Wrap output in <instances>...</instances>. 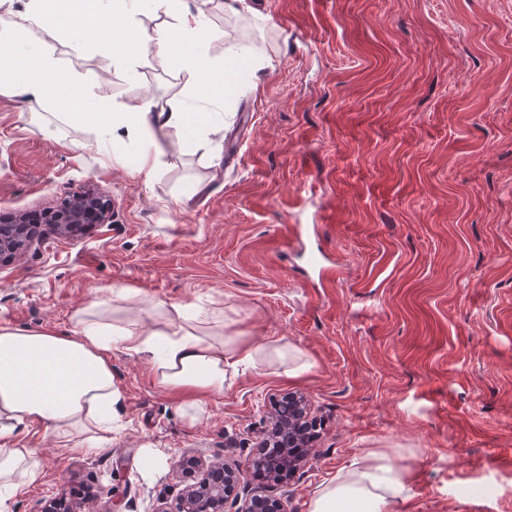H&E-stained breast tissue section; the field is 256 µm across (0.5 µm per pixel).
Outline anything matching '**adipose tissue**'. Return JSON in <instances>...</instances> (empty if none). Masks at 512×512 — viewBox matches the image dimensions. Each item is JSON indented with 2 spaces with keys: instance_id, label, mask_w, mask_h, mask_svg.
<instances>
[{
  "instance_id": "obj_1",
  "label": "adipose tissue",
  "mask_w": 512,
  "mask_h": 512,
  "mask_svg": "<svg viewBox=\"0 0 512 512\" xmlns=\"http://www.w3.org/2000/svg\"><path fill=\"white\" fill-rule=\"evenodd\" d=\"M143 10L161 19L146 46L159 55L179 48L177 61L192 73L202 96H223L224 69L207 53L213 35L207 17L186 10L183 0H26L20 11L14 0H0V12L13 18L10 27H0V93L39 102L48 87H55L69 123L92 124L101 140L115 144L130 133L145 142L137 167L152 172L161 151L157 134L184 139L207 124L206 113L192 116L176 103L157 111L148 102L129 112L111 111L73 77L61 74L52 54L18 40L35 29L67 32L71 51L79 54L85 49L84 33H97L107 44L118 41L113 17H122L129 27ZM136 298L134 289L110 288L108 297L76 312L67 333L0 325V497L15 493L17 476L35 474L34 449L14 445L30 424L55 430L83 451H96L120 399L113 354L147 357L156 385L177 397V409L191 425L206 413L209 397L223 393L228 369L264 365L296 378L310 368L294 345L225 335L223 313L200 305L159 302L129 321L114 319V302ZM408 491L407 473L386 452L370 449L357 467L315 492L308 512H396Z\"/></svg>"
}]
</instances>
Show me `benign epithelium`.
Wrapping results in <instances>:
<instances>
[{
    "instance_id": "1",
    "label": "benign epithelium",
    "mask_w": 512,
    "mask_h": 512,
    "mask_svg": "<svg viewBox=\"0 0 512 512\" xmlns=\"http://www.w3.org/2000/svg\"><path fill=\"white\" fill-rule=\"evenodd\" d=\"M112 219V198L94 189L74 193L53 219L58 231L66 235L83 224H108ZM36 233L24 224L0 225V260L8 261L31 245ZM288 404V421L277 414L281 403ZM316 427L310 398L300 392H290L274 403V411L265 414L263 428L255 451L246 466L227 463L206 464L196 461L200 475L185 486L175 509L160 508L156 512H191L189 502L201 496L207 500L205 512H287L286 501L251 492L248 473L257 464L268 466V481L277 486L283 475L290 477L304 469L312 454L310 432ZM41 512H80L63 497L44 501Z\"/></svg>"
}]
</instances>
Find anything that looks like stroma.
Segmentation results:
<instances>
[{
  "label": "stroma",
  "mask_w": 512,
  "mask_h": 512,
  "mask_svg": "<svg viewBox=\"0 0 512 512\" xmlns=\"http://www.w3.org/2000/svg\"><path fill=\"white\" fill-rule=\"evenodd\" d=\"M184 0L216 33L224 96L149 53L109 64L88 34L79 55L45 47L114 110L177 102L215 118L170 140L155 171L116 155L53 100L0 94V217L61 205L85 187L112 221L40 240L0 266V323L71 330L108 286L138 304L222 309L224 333L278 338L309 372L227 373L196 424L116 354L121 400L99 451L23 429L35 478L0 512L92 489L87 512H154L188 481L182 455L243 461L272 398L309 395L314 455L284 484L307 512L323 482L370 448L409 475L398 512H512V0ZM244 42L252 56L226 60ZM161 458L149 468L146 450Z\"/></svg>",
  "instance_id": "stroma-1"
}]
</instances>
